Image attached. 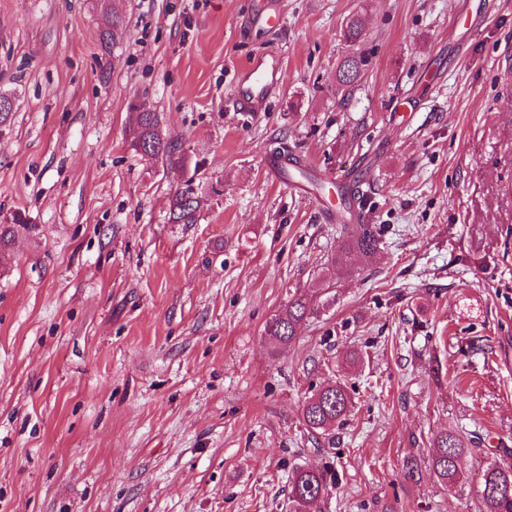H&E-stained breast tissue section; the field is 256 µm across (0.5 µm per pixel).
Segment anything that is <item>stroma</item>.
Returning <instances> with one entry per match:
<instances>
[{"instance_id": "1", "label": "stroma", "mask_w": 512, "mask_h": 512, "mask_svg": "<svg viewBox=\"0 0 512 512\" xmlns=\"http://www.w3.org/2000/svg\"><path fill=\"white\" fill-rule=\"evenodd\" d=\"M282 2L274 30L261 0H0V224L36 227L0 267V512H288L301 464L336 473L309 512H480L428 458L448 428L471 474L512 449V0ZM261 54L283 85L247 112ZM139 101L182 167L132 149ZM353 179L382 245L340 268ZM296 293L328 303L282 346ZM366 63V58L363 55L353 54L345 57L338 66L341 84L345 86L354 85L362 77L361 72L364 70ZM353 408L347 388L340 382L320 387L307 396L302 406V421L311 436L318 438L336 424L343 423Z\"/></svg>"}]
</instances>
